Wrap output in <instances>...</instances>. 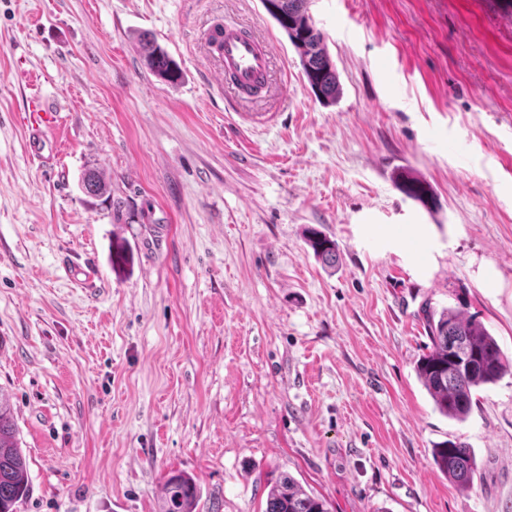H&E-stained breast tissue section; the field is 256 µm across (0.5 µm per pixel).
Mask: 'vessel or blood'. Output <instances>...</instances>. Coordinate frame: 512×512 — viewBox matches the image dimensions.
Here are the masks:
<instances>
[{
    "label": "vessel or blood",
    "mask_w": 512,
    "mask_h": 512,
    "mask_svg": "<svg viewBox=\"0 0 512 512\" xmlns=\"http://www.w3.org/2000/svg\"><path fill=\"white\" fill-rule=\"evenodd\" d=\"M222 65L220 76L224 86L237 94H246L269 83L272 47L251 28L240 25L224 26L213 42ZM28 131L27 149L39 154L45 144L43 131L54 126L56 115L36 106L24 118Z\"/></svg>",
    "instance_id": "obj_1"
}]
</instances>
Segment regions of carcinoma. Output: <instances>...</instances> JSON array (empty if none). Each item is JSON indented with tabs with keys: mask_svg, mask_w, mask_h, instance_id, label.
<instances>
[{
	"mask_svg": "<svg viewBox=\"0 0 512 512\" xmlns=\"http://www.w3.org/2000/svg\"><path fill=\"white\" fill-rule=\"evenodd\" d=\"M266 12L285 32L295 47L302 71L319 100L334 104L341 94L336 66L326 46L324 33L307 14L306 0H261ZM147 68L167 79L176 78L172 60L155 41L140 37ZM404 193L422 203L430 197L429 186L408 173L398 175ZM82 190L93 201L110 200V187L102 171L87 169ZM314 255L330 268L336 267V242L315 230L307 231ZM431 347L417 366V374L435 408L450 419L463 422L470 415L477 390L496 384L512 373V360L480 322L462 311L444 308L428 316ZM439 471L463 488L473 484L476 459L473 449L460 441L448 440L433 449ZM28 471L19 445L18 429L9 399L0 394V512H16L28 492ZM201 488L197 480L182 471L165 477L159 500V512H195ZM265 512H328L320 498L309 494L292 476L284 474L267 493Z\"/></svg>",
	"mask_w": 512,
	"mask_h": 512,
	"instance_id": "carcinoma-1",
	"label": "carcinoma"
}]
</instances>
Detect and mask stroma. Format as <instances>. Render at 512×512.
<instances>
[{"mask_svg":"<svg viewBox=\"0 0 512 512\" xmlns=\"http://www.w3.org/2000/svg\"><path fill=\"white\" fill-rule=\"evenodd\" d=\"M342 86L312 93L261 0H0V393L28 465L18 512H264L282 474L329 512H512V374L467 420L415 367L425 310L512 358V17L498 0H308ZM217 23L273 47L241 100ZM150 33L181 70L149 72ZM58 112L42 156L20 122ZM100 168L111 203H87ZM430 184L431 205L393 182ZM335 240L327 269L304 239ZM92 265L93 280L68 271ZM473 448V486L437 443ZM439 471L448 480L463 488L473 484L476 459L472 448L460 441L448 440L433 449ZM200 492V485L192 475L171 471L162 486L159 512H195Z\"/></svg>","mask_w":512,"mask_h":512,"instance_id":"obj_1","label":"stroma"}]
</instances>
